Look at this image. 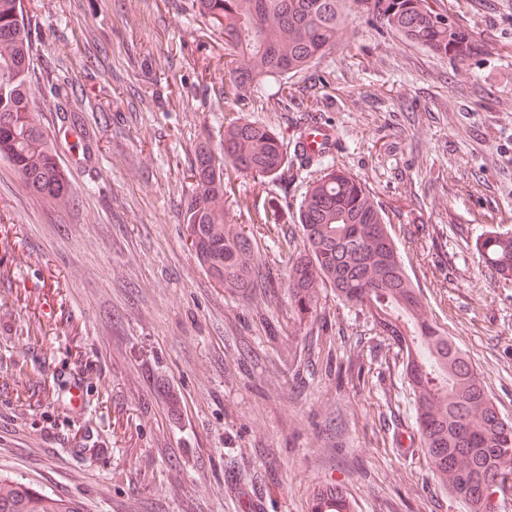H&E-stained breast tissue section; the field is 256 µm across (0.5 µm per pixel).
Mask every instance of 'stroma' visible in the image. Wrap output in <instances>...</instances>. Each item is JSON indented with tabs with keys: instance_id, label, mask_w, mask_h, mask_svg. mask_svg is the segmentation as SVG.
<instances>
[{
	"instance_id": "1",
	"label": "stroma",
	"mask_w": 512,
	"mask_h": 512,
	"mask_svg": "<svg viewBox=\"0 0 512 512\" xmlns=\"http://www.w3.org/2000/svg\"><path fill=\"white\" fill-rule=\"evenodd\" d=\"M480 47L452 64L364 13L292 76L303 103L224 99L221 38L195 0H23L31 101L73 189L56 207L0 160V475L81 512H310L337 486L353 512H469L432 474L411 387L372 320L324 289L288 303L286 225L319 171L265 185L227 168V220L253 231L274 298L219 288L184 240L183 171L244 112L280 130L316 118L337 167L388 219L428 316L512 421V283L471 248L512 232V0H432ZM341 375L324 372L330 357ZM81 382L83 404L57 399Z\"/></svg>"
}]
</instances>
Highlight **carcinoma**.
Returning a JSON list of instances; mask_svg holds the SVG:
<instances>
[{
    "label": "carcinoma",
    "mask_w": 512,
    "mask_h": 512,
    "mask_svg": "<svg viewBox=\"0 0 512 512\" xmlns=\"http://www.w3.org/2000/svg\"><path fill=\"white\" fill-rule=\"evenodd\" d=\"M213 33L224 35V80L237 97L259 82L273 90L266 105L288 106V78L309 69L336 45L352 12L365 9L406 41L453 63L477 53L472 34L429 0H196ZM32 44L22 0H0V158L21 175L29 191L62 204L72 197L48 134L29 105ZM220 147L203 141L186 171L191 194L183 220L186 241L213 281L228 292H268L252 233L225 223L224 167L259 183L288 164L290 136L245 116L224 125ZM321 175L298 206L304 251L288 267L293 318L318 311L321 291L367 312L379 334L395 347L415 400L424 453L435 475L471 512H490L487 491L498 499L512 478V423L506 421L466 355L448 332L429 319L388 231L385 212L358 178L317 155ZM479 258L512 282V234L488 228L474 241ZM0 512H79L46 490L12 476L0 477Z\"/></svg>",
    "instance_id": "1"
}]
</instances>
